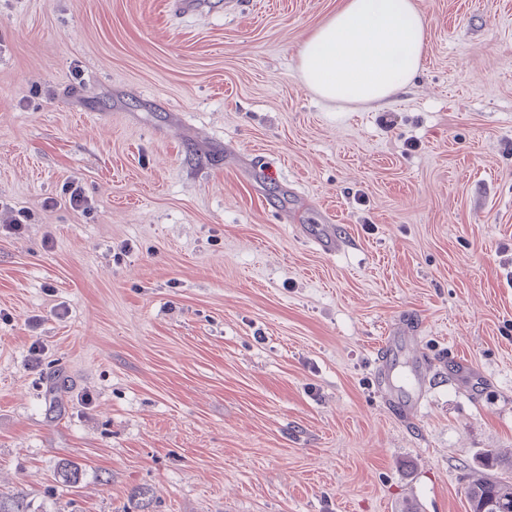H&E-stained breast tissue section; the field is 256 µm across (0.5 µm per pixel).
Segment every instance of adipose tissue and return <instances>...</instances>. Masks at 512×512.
Masks as SVG:
<instances>
[{
    "label": "adipose tissue",
    "mask_w": 512,
    "mask_h": 512,
    "mask_svg": "<svg viewBox=\"0 0 512 512\" xmlns=\"http://www.w3.org/2000/svg\"><path fill=\"white\" fill-rule=\"evenodd\" d=\"M425 48L413 0H343L303 41L298 70L321 99L383 104L417 74Z\"/></svg>",
    "instance_id": "adipose-tissue-1"
}]
</instances>
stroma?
Returning a JSON list of instances; mask_svg holds the SVG:
<instances>
[{"mask_svg": "<svg viewBox=\"0 0 512 512\" xmlns=\"http://www.w3.org/2000/svg\"><path fill=\"white\" fill-rule=\"evenodd\" d=\"M415 2L419 73L355 105L297 70L341 0H0V502L468 512L512 474V0ZM411 392L408 396L404 397L405 400H394L391 399L394 406L404 412H414L419 409L423 400L425 392V374L423 368L419 365L417 360H413L409 371L406 374Z\"/></svg>", "mask_w": 512, "mask_h": 512, "instance_id": "35a3bbf8", "label": "stroma"}]
</instances>
